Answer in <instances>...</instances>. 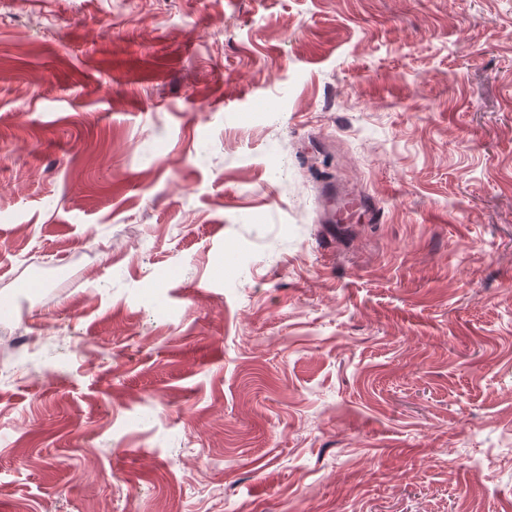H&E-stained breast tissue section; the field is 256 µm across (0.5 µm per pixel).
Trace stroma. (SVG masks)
<instances>
[{
    "mask_svg": "<svg viewBox=\"0 0 512 512\" xmlns=\"http://www.w3.org/2000/svg\"><path fill=\"white\" fill-rule=\"evenodd\" d=\"M0 295V512H512V0H0ZM327 202L329 203V209L331 212V220L328 221L329 224L339 223L336 220V215H343L344 212L351 210L348 213V216H352L355 211L361 210L363 213L369 215V221L373 219L374 209L370 202L363 198L362 196L353 197V196H337L336 192L332 191L328 194Z\"/></svg>",
    "mask_w": 512,
    "mask_h": 512,
    "instance_id": "obj_1",
    "label": "stroma"
}]
</instances>
